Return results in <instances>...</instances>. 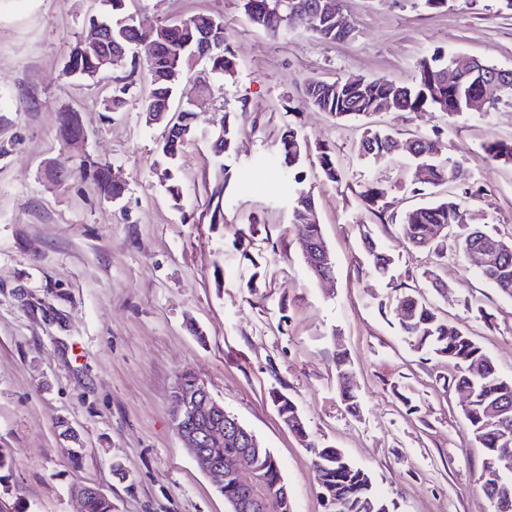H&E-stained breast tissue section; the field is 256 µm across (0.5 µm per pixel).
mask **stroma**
Wrapping results in <instances>:
<instances>
[{"instance_id":"1","label":"stroma","mask_w":512,"mask_h":512,"mask_svg":"<svg viewBox=\"0 0 512 512\" xmlns=\"http://www.w3.org/2000/svg\"><path fill=\"white\" fill-rule=\"evenodd\" d=\"M353 28L329 42L295 29L274 38L252 26L240 0H126L150 24L222 17L239 59L234 77L206 61L177 95L197 102L175 176L162 180L163 129L142 111L151 89L139 65L122 111H109L113 74L80 77L67 62L102 12L101 0H0V448L13 458L0 512H79L73 487L93 484L114 512H227L213 478L184 448L171 417L182 370L205 383L277 460L293 512H324L313 449L337 448L371 476L392 512H490L480 488L484 453L468 430L448 363L402 336L394 298L413 289L459 323L512 378V298L458 257L436 263L404 238L399 216L421 205L407 142L437 141L459 162L472 223L512 235V164L486 162L482 146L512 141V102L447 115L394 109L351 120L318 110L307 80L359 76L412 84L434 51L512 69V10L503 0H339ZM76 113L84 137L59 135ZM235 149L212 150L225 122ZM294 126L309 150L303 185L273 156ZM389 129L400 148L359 156L365 127ZM334 149L340 182L316 154ZM124 188L108 198L97 166ZM380 184L388 209L360 196ZM480 187L463 197L464 185ZM314 202L335 263L331 281L303 261L290 210L296 188ZM223 214L213 222L214 210ZM396 258L392 281L370 271L363 229ZM447 281L437 294L423 272ZM344 352L350 413L336 379ZM287 394L308 442L278 416ZM121 463L126 479L113 473Z\"/></svg>"}]
</instances>
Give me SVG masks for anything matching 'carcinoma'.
Masks as SVG:
<instances>
[{
  "instance_id": "obj_1",
  "label": "carcinoma",
  "mask_w": 512,
  "mask_h": 512,
  "mask_svg": "<svg viewBox=\"0 0 512 512\" xmlns=\"http://www.w3.org/2000/svg\"><path fill=\"white\" fill-rule=\"evenodd\" d=\"M106 7L104 20L112 23V37L102 43L101 52L106 53L123 47L136 60L144 57L150 73L152 90L144 109L155 110L172 102L179 82L189 72L190 62L199 52L198 32L190 19L163 23L150 32H137L134 24L127 21L125 0H102ZM248 20L258 28L276 36L293 28L313 30L319 38L336 40V34L326 25L312 29L309 21L298 19L288 13L281 0H241ZM214 29L212 46L203 54L211 70L221 76H233L238 60L229 43L224 25L217 18L210 19ZM69 63L87 77L105 72L99 59L74 50ZM450 66L463 71V80L455 87L441 79V73ZM489 65L463 55H446L434 51L430 58L419 66L416 81L401 85L386 79L369 80L349 76L333 82L308 80L304 93L309 101L323 112L336 119L363 117L377 110L384 98L398 99L397 108L402 112H422L429 108L439 112L456 114L461 112L467 95L480 93L494 106L504 100H512V79L498 87L479 86L472 80L471 72ZM188 137L173 130L162 136L161 156L168 167L173 168ZM394 140L390 133L370 130L362 137L358 151L375 158L390 154ZM306 144L297 131L289 126L280 135L278 153L288 168V175L297 184L303 182L301 165ZM482 160L512 163V142L492 140L482 147ZM436 143L427 136L413 140L414 191L423 195L450 181L464 180V171L456 164L435 156ZM321 174L330 182H337L341 171L335 153L323 147L318 153ZM97 182L105 195L116 198L121 190L112 184L108 169L96 171ZM362 196L369 209L382 213L384 189L371 185ZM315 205L311 196L299 192L292 207V219L297 234L312 247L326 246L321 225L311 222L310 215ZM462 223L461 202L455 198L439 199L413 207L401 217L404 237L415 248L433 253L444 259L448 255V232L454 225ZM487 234L479 226L462 233L456 239L458 254L465 255L475 243ZM502 252L495 256L485 268L479 269L482 278L499 293L512 298V239H500ZM364 247L373 271L385 276L394 263L391 253L380 246L370 235L364 233ZM396 309L405 313L398 319L402 334L416 349L441 357L455 369L454 383L469 394L470 400L463 414L475 441L484 449L483 467H488L497 448L505 444L504 437H512V379L500 375L491 357L474 342L455 322L440 316L436 308L415 293H402L396 297ZM272 401L281 420L297 436L307 437L303 420L293 400L283 393L272 394ZM209 458L224 461L239 455L248 457L257 474L262 477L268 494L275 501L274 512H292L293 506L288 489L283 481L278 463L270 449L252 448L240 438L214 439L206 446ZM320 497L332 500L337 505L333 512H390L389 505L377 496L369 474L351 464L335 448H324L312 461ZM481 489L486 498L497 491L501 496L512 497V472L499 474L498 481L490 485L482 482ZM85 512H114L112 500L102 492L87 497Z\"/></svg>"
}]
</instances>
